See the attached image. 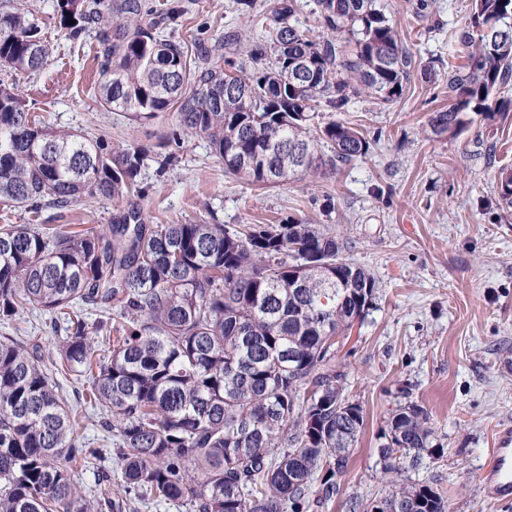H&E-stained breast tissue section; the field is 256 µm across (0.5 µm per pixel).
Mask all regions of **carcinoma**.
<instances>
[{"mask_svg": "<svg viewBox=\"0 0 512 512\" xmlns=\"http://www.w3.org/2000/svg\"><path fill=\"white\" fill-rule=\"evenodd\" d=\"M234 3L261 33L253 43L225 37L252 64L245 77L230 62L189 55L176 36L179 3L55 0L54 11L69 40L96 39L104 110L134 121L172 112L168 143L204 137L251 185L365 157L359 128L313 125L322 104L341 111L364 93L390 104L416 70L434 71L404 46L384 0H316L305 27L297 0H277L268 14L255 0ZM489 23L504 35L497 49L487 45ZM457 41L466 62L448 71V109L428 120L437 136L459 133L468 112L494 115L493 95L512 84V0H473ZM49 56L39 22L1 4L0 202L38 213L145 197L144 148L115 151L103 138L42 127L8 84ZM498 197L512 208V170L500 172ZM344 251L336 234L298 218L233 229L148 224L134 203L102 232L0 226V321L39 310L65 323L48 360L36 341L0 337V512H138L149 501L185 512H310L331 499L365 425L345 393L336 337L363 322L376 288ZM58 375L82 385L76 404L58 394ZM86 405L107 433L98 448L78 437ZM429 420L413 403L387 420L386 512H447L433 486L398 481L436 452ZM109 458L121 472L115 489ZM80 462L93 470L95 502L72 479Z\"/></svg>", "mask_w": 512, "mask_h": 512, "instance_id": "cac0c4a2", "label": "carcinoma"}]
</instances>
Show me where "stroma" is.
I'll list each match as a JSON object with an SVG mask.
<instances>
[{
    "instance_id": "stroma-1",
    "label": "stroma",
    "mask_w": 512,
    "mask_h": 512,
    "mask_svg": "<svg viewBox=\"0 0 512 512\" xmlns=\"http://www.w3.org/2000/svg\"><path fill=\"white\" fill-rule=\"evenodd\" d=\"M15 2L32 13L52 48L39 73L15 79L29 111L59 129L105 136L115 148L135 144L153 157L167 154L170 117L140 123L96 103V40L69 41L53 0ZM181 2L176 32L190 50H223L230 28L255 34L232 0ZM387 2L410 52L437 68L431 79L414 76L395 103L362 95L337 114L322 108L318 123L334 118L362 127L370 142L365 158L262 189L225 172L204 137L188 136L163 177L150 167L143 172L149 192L141 209L150 224L236 227L295 216L346 240L347 258L373 274L369 314L336 339L365 429L337 478L338 492L315 512H349L353 498L389 494L378 449L392 411L411 402L428 412L438 451L405 480L438 489L448 512H512V498L490 501L482 479L492 448L512 437V212L500 207L497 193L500 169L512 167V86L493 118L472 112L456 136H431L427 123L448 105V69L461 62L456 35L472 17V0H431L429 23L413 18L418 0ZM328 193L335 210L327 216ZM114 213L111 202L88 200L38 216L7 209L0 224L99 231Z\"/></svg>"
}]
</instances>
